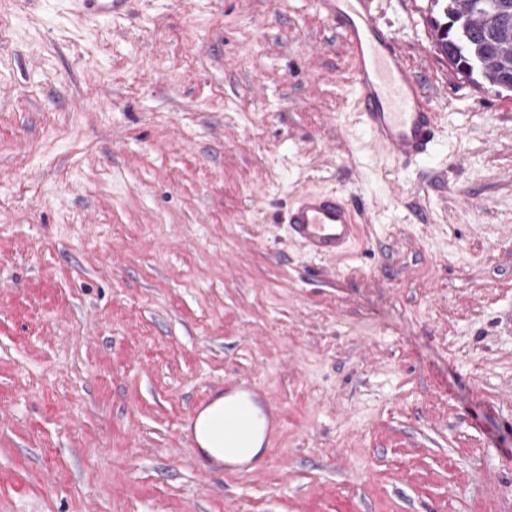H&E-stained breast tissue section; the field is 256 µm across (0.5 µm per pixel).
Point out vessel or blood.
I'll use <instances>...</instances> for the list:
<instances>
[{
	"mask_svg": "<svg viewBox=\"0 0 512 512\" xmlns=\"http://www.w3.org/2000/svg\"><path fill=\"white\" fill-rule=\"evenodd\" d=\"M322 16L349 42L352 81L361 124L374 146L403 164L425 159L436 143L438 114L422 80L405 63L394 34L380 22L375 0H317ZM360 207L340 191L302 194L289 205V235L317 257L339 256L358 235ZM225 394L246 396V403L224 409V448L233 450L254 433L250 403L265 406L264 440L273 445L282 420L267 406V396L250 378H228Z\"/></svg>",
	"mask_w": 512,
	"mask_h": 512,
	"instance_id": "obj_1",
	"label": "vessel or blood"
}]
</instances>
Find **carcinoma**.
<instances>
[{"label": "carcinoma", "instance_id": "carcinoma-1", "mask_svg": "<svg viewBox=\"0 0 512 512\" xmlns=\"http://www.w3.org/2000/svg\"><path fill=\"white\" fill-rule=\"evenodd\" d=\"M473 0H432L439 15L429 23L439 51L458 73L480 86L487 84L512 91V0H483L488 14L481 16L472 8ZM469 28L464 49H458L456 28ZM481 57L484 68L470 70L469 59Z\"/></svg>", "mask_w": 512, "mask_h": 512}]
</instances>
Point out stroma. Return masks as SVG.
I'll use <instances>...</instances> for the list:
<instances>
[{"label":"stroma","mask_w":512,"mask_h":512,"mask_svg":"<svg viewBox=\"0 0 512 512\" xmlns=\"http://www.w3.org/2000/svg\"><path fill=\"white\" fill-rule=\"evenodd\" d=\"M376 3L439 114L410 167L315 0H0V512H512V92ZM336 188L318 258L284 215ZM228 377L283 414L255 473L184 430ZM360 207L340 191L302 194L285 214L288 233L317 257L340 256L358 235Z\"/></svg>","instance_id":"35a3bbf8"}]
</instances>
